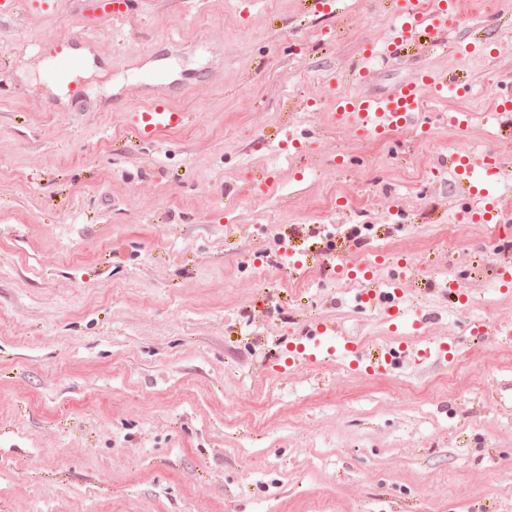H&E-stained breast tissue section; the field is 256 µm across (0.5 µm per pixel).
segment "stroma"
<instances>
[{
    "label": "stroma",
    "mask_w": 512,
    "mask_h": 512,
    "mask_svg": "<svg viewBox=\"0 0 512 512\" xmlns=\"http://www.w3.org/2000/svg\"><path fill=\"white\" fill-rule=\"evenodd\" d=\"M393 0H188L104 23L57 81L53 44L77 0H14L0 19V512H512V275L491 237L447 208L448 151L496 154V82L512 74V0L468 18L476 53L401 52L326 83L394 34ZM177 46H168L169 37ZM428 68L467 94L424 91L432 138L331 126L334 94L381 93ZM171 87L188 126L140 145L131 85ZM452 112L474 114L465 129ZM335 225L381 246L443 299L407 286L402 313L358 306L361 281L259 283L294 229ZM428 315L423 327L411 322ZM486 336H470L473 320ZM361 345L456 346L445 363L374 372L291 362L314 322Z\"/></svg>",
    "instance_id": "35a3bbf8"
}]
</instances>
